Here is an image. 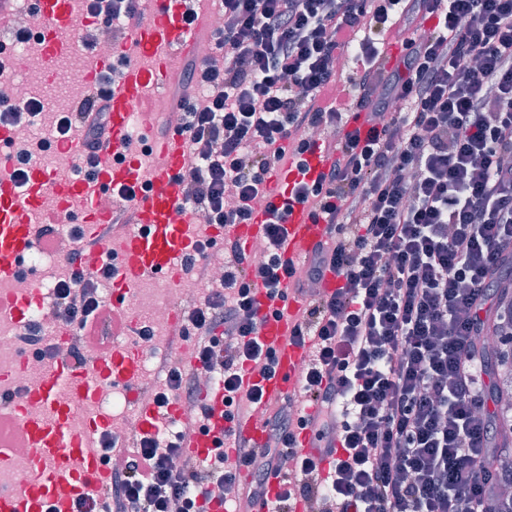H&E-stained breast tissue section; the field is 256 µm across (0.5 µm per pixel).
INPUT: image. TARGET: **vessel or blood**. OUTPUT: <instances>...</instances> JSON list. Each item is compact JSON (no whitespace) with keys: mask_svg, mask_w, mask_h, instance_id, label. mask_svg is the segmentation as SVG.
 <instances>
[{"mask_svg":"<svg viewBox=\"0 0 512 512\" xmlns=\"http://www.w3.org/2000/svg\"><path fill=\"white\" fill-rule=\"evenodd\" d=\"M41 18L42 58L45 64L69 53L66 32L80 22L74 0H34ZM192 0H152L142 19L133 23L128 40L134 52L125 63L121 79L114 84L108 99V135L98 148L99 167L94 179H74L58 167L31 165L26 185L5 177L13 164L9 143L12 133L0 127V283L14 280L23 272L22 261L44 244L40 229L45 224L63 223L72 210L83 214V227L96 244L93 254L112 262L113 313L123 309L121 301L147 279L163 276L170 288H179L185 278L184 261L196 239L191 226L196 214L185 202V186L178 178L188 155V143L176 132L158 134L152 103L167 91L178 61L197 55L199 32L211 25L209 15H200L196 25L185 21ZM140 132L153 148V161L143 165L140 157L126 154L125 143L131 132ZM302 166L277 167L271 180L276 188L273 201L288 209L286 234L281 244L284 258L297 261L311 253L327 238L324 221L314 219L309 208L292 202L296 184H314L332 161L321 145H314L302 156ZM136 187L130 202L135 215L134 229L99 239L100 225L109 223L111 211L99 207L102 187ZM268 214L257 208L250 223L227 232L242 250H250L262 235ZM261 320L257 337L273 347L277 356L272 378L256 381L244 376L242 387L260 384L267 404L285 402L298 393L299 380L310 349L291 343L294 316L303 305L301 296L286 292L269 297L257 289ZM38 289L25 294L0 292V309L8 311L14 325L29 322L34 306L40 305ZM120 333L126 342L109 350H87L80 367L64 357L48 356L39 381L26 389L0 390V421L23 427L32 450L31 468L12 488L0 489V512H77L81 500L96 501L97 512H106L103 492L111 477L103 454L94 448L95 435L107 431L109 423L93 417L84 430L70 425L74 405L91 402L99 388L120 384L126 387L129 401L137 407V425L150 429L165 419L182 417L178 403L165 408L148 404L135 378L138 350L132 344L133 325L121 322ZM203 401L208 410L209 433L193 431L182 446L186 457L205 465L215 437L229 424L224 416V391L216 387ZM235 426L252 446L265 447L267 433L257 418L243 419ZM293 450L318 464L320 476H328L337 458L335 449L314 441L310 429L296 431ZM287 488L283 471L271 468L262 490L245 501L251 512H272L273 504Z\"/></svg>","mask_w":512,"mask_h":512,"instance_id":"b4317fda","label":"vessel or blood"}]
</instances>
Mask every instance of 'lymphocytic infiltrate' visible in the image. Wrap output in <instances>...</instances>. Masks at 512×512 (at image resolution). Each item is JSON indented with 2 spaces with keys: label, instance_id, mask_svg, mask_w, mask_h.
<instances>
[{
  "label": "lymphocytic infiltrate",
  "instance_id": "f902f5d3",
  "mask_svg": "<svg viewBox=\"0 0 512 512\" xmlns=\"http://www.w3.org/2000/svg\"><path fill=\"white\" fill-rule=\"evenodd\" d=\"M218 2L224 22L211 32L210 52L185 63L178 80L195 90L176 111L190 146L180 174L186 203L217 228L249 223L262 202L270 218L257 260L230 243L221 283H211L206 263L213 239L188 258L207 292L203 303L186 302L173 336L194 338L197 366L161 362L170 391L155 402L177 399L189 424H202L196 378L216 376L232 415L261 413L268 442L258 451L226 433L235 458L219 451L201 468L184 458L178 435L128 429L125 466L105 491L108 512H169L176 501L180 512H199L198 496L213 487L240 497L239 469L257 488L274 465L294 474L293 492L317 512L327 504L335 512H495L487 489L496 417L481 336L497 304L495 279L512 266V0ZM419 17L430 27L411 33ZM389 32L400 53L388 71ZM339 57L359 67L347 95L331 65ZM113 81L108 72L85 90L96 112L89 124L80 112L46 111L37 97L0 108V124L40 120L51 130L17 143L16 180L26 181L34 150L61 149L77 132L85 176L94 177L105 126L97 106ZM354 110L364 125L350 127ZM317 142L335 160L295 196L326 221L328 240L288 261L268 178ZM328 270L339 284L325 294L318 286ZM259 285L307 296L291 340L311 345L312 357L298 399L272 412L260 386L241 388L244 372L267 378L275 369L255 337ZM54 295L78 343L111 315L81 271L57 282ZM301 426L343 450L326 479L289 450Z\"/></svg>",
  "mask_w": 512,
  "mask_h": 512
}]
</instances>
